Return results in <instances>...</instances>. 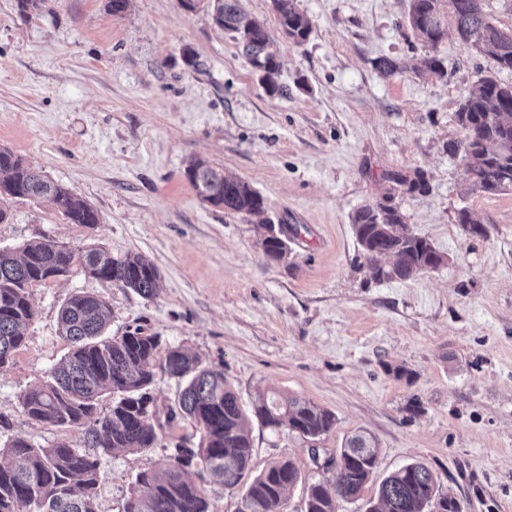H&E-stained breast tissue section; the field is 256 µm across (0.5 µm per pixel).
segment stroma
<instances>
[{
    "instance_id": "35a3bbf8",
    "label": "stroma",
    "mask_w": 512,
    "mask_h": 512,
    "mask_svg": "<svg viewBox=\"0 0 512 512\" xmlns=\"http://www.w3.org/2000/svg\"><path fill=\"white\" fill-rule=\"evenodd\" d=\"M240 5L269 33L287 94L269 93L232 35L180 0H130L114 17L105 0H42L28 14L0 0V148L100 218L71 224L48 202L4 196L0 249L44 237L101 245L143 254L160 274L149 299L78 267L32 286L26 343L0 371V437L86 448L81 430L30 420L21 397L69 350L61 306L89 293L110 307L109 336L141 327L161 349L197 355L244 410L279 392L333 412L334 429L314 444L321 456L355 433L374 437V474L339 512H367L380 481L415 461L461 512H512V191H472L448 152L463 136L456 114L468 91L485 76L512 83V72L452 37L430 50L406 24L410 0H295L312 21L300 46L283 36L271 0ZM187 49L199 68L185 65ZM433 53L445 77L425 70ZM381 58L398 72L383 76ZM195 158L253 186L264 216L203 202L184 175ZM388 170L424 172L429 192L393 189ZM388 193L447 264L381 283L358 267L351 216ZM463 207L487 238L462 233ZM265 220L299 230L284 261L263 254ZM183 388L156 375L153 448L99 454V512H124L138 473L175 445L199 447L194 425L166 420ZM250 430L252 474L292 460L302 481L284 512H304V486L320 477L313 445L255 421Z\"/></svg>"
}]
</instances>
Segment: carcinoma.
I'll return each mask as SVG.
<instances>
[{
  "instance_id": "cac0c4a2",
  "label": "carcinoma",
  "mask_w": 512,
  "mask_h": 512,
  "mask_svg": "<svg viewBox=\"0 0 512 512\" xmlns=\"http://www.w3.org/2000/svg\"><path fill=\"white\" fill-rule=\"evenodd\" d=\"M482 0H411L408 25L414 36L433 49L453 36L477 53L491 57L501 70L512 71V29L494 25L482 10ZM214 25L242 47L248 64L271 93H283L277 81L280 64L269 50L266 29L249 19L239 0H205ZM281 31L296 45L309 37V18L294 0H272ZM463 138L448 143V153L468 154L463 176L473 190L485 194L512 191V84L485 77L469 90L457 112ZM185 177L206 203L231 213L259 214L264 199L249 183L224 175L203 159L189 162ZM383 180L407 193L429 189L423 173L410 178L388 170ZM47 200L70 224L99 223L97 212L66 187L56 183L11 150L0 148V196ZM394 196L361 206L351 217L361 266L377 282L407 280L438 260L435 247L418 236ZM457 223L471 224L469 237L485 238L488 228L468 208L458 211ZM75 250L51 239L25 243L20 255L0 250V370L25 344L35 311L29 289L72 272ZM83 271L144 297L159 288V272L146 256L118 258L102 247L83 251ZM110 308L100 296L77 293L59 312L60 335L70 350L49 372L47 380L23 393L24 413L33 421L57 428H77L87 442L105 453L138 452L152 448L158 438L152 423L149 393L156 370L187 381L178 408L167 422L190 419L202 433L198 448L176 445L159 468L137 475L142 491L125 512H210L207 488L188 477L187 467L205 471L210 482L227 488L245 478L252 450L248 419L239 399L220 371L210 369L184 352L170 348L159 356V337L136 328L118 337L106 335ZM112 395L111 409L99 410L104 394ZM253 416L275 432L282 427L308 440L328 434L335 414L294 395L276 394L253 408ZM379 448L373 439L356 434L345 441L337 458L343 466L331 476L307 486L305 512H337L340 500L362 494L370 480ZM98 461L66 441L35 446L20 437L0 440V512H98L95 488ZM300 479L295 464L279 460L246 487L238 512H283L286 491ZM435 477L421 463L407 464L379 485L377 503L367 512H453L433 504Z\"/></svg>"
}]
</instances>
